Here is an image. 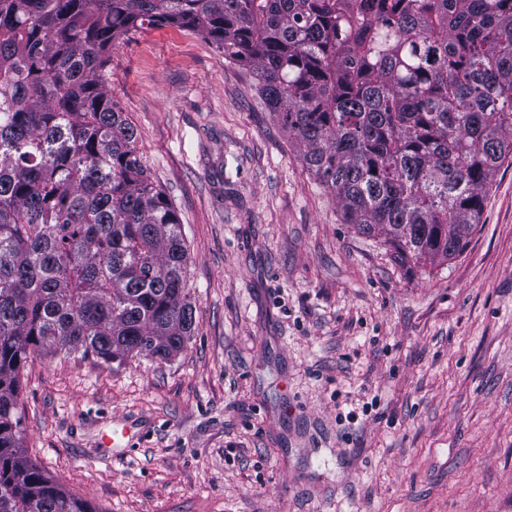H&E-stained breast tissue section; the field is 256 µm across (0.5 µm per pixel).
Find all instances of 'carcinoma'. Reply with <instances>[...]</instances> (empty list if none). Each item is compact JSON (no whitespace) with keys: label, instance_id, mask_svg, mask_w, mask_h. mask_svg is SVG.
<instances>
[{"label":"carcinoma","instance_id":"carcinoma-1","mask_svg":"<svg viewBox=\"0 0 512 512\" xmlns=\"http://www.w3.org/2000/svg\"><path fill=\"white\" fill-rule=\"evenodd\" d=\"M162 25L248 67L409 272L465 251L512 161V0H0V512H94L22 446L32 356L163 362L193 336L178 214L106 86L112 46Z\"/></svg>","mask_w":512,"mask_h":512}]
</instances>
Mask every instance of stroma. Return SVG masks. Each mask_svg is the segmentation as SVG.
Masks as SVG:
<instances>
[{
	"label": "stroma",
	"mask_w": 512,
	"mask_h": 512,
	"mask_svg": "<svg viewBox=\"0 0 512 512\" xmlns=\"http://www.w3.org/2000/svg\"><path fill=\"white\" fill-rule=\"evenodd\" d=\"M107 77L182 224L194 335L166 362L33 358L30 459L97 512H512V166L465 252L410 273L212 42L134 32Z\"/></svg>",
	"instance_id": "stroma-1"
}]
</instances>
